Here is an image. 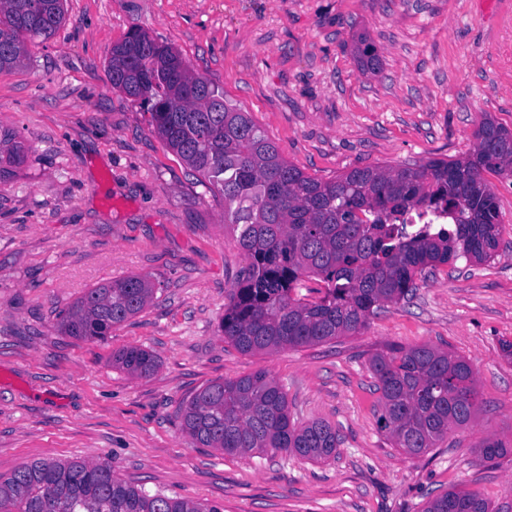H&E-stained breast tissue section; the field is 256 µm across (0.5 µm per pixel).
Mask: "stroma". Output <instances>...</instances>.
Returning <instances> with one entry per match:
<instances>
[{"label": "stroma", "mask_w": 512, "mask_h": 512, "mask_svg": "<svg viewBox=\"0 0 512 512\" xmlns=\"http://www.w3.org/2000/svg\"><path fill=\"white\" fill-rule=\"evenodd\" d=\"M54 36L25 43L0 72V128L30 148L0 181V475L37 460L109 461L122 479L223 512H423L450 488L512 512V179L489 181L502 241L458 259L385 305L364 331L274 353L237 350L219 331L245 258L221 192L151 131L114 88L107 59L134 28L249 112L282 155L331 179L355 167L454 159L482 114L512 129V13L501 0H66ZM366 35L381 68L361 70ZM128 275L153 301L104 342L62 334L84 292ZM428 344L468 360L477 420L409 456L381 422L370 358ZM140 346L157 370L135 377L112 353ZM263 370L296 424L336 426L334 457L227 455L191 447L178 409L205 385Z\"/></svg>", "instance_id": "obj_1"}]
</instances>
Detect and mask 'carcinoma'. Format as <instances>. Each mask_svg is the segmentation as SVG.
I'll list each match as a JSON object with an SVG mask.
<instances>
[{
	"mask_svg": "<svg viewBox=\"0 0 512 512\" xmlns=\"http://www.w3.org/2000/svg\"><path fill=\"white\" fill-rule=\"evenodd\" d=\"M65 0H0V71L23 62L25 39H48L65 20ZM135 28L112 47L113 87L151 115L153 132L224 195V219L236 226L246 265L240 270L219 328L244 353L319 344L366 328L387 303L416 291L427 268L459 257L483 263L499 246L502 215L484 177H512V130L489 114L472 151L397 167L352 168L323 180L287 161L249 113L193 74L179 51L147 41ZM354 55L369 71L379 59L366 36ZM29 148L0 131V179L16 175ZM430 209L448 216L437 230L407 226L404 214ZM324 284L323 295L297 294L303 278ZM149 278L129 275L88 289L58 323L59 331L102 341L153 300ZM112 364L136 376L157 367L152 352L130 346ZM381 420L393 445L415 456L437 446L476 417L478 393L470 364L428 345L374 354ZM193 447L226 454L286 453L307 460L336 454V427L292 421L287 393L265 372L213 381L180 407ZM488 461L512 455L500 440L481 445ZM0 512H221L190 499L148 490L102 462H33L0 475ZM423 512H490L479 496L449 490Z\"/></svg>",
	"mask_w": 512,
	"mask_h": 512,
	"instance_id": "obj_1",
	"label": "carcinoma"
}]
</instances>
